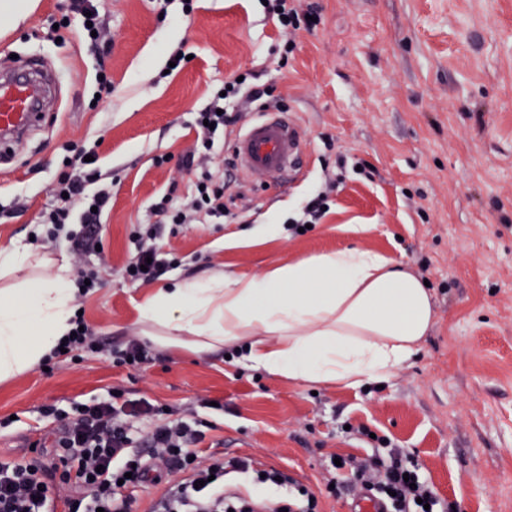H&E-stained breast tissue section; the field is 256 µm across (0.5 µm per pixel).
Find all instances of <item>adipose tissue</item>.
Instances as JSON below:
<instances>
[{"instance_id":"adipose-tissue-1","label":"adipose tissue","mask_w":512,"mask_h":512,"mask_svg":"<svg viewBox=\"0 0 512 512\" xmlns=\"http://www.w3.org/2000/svg\"><path fill=\"white\" fill-rule=\"evenodd\" d=\"M30 257L17 242L0 248V382L35 367L73 328L76 289L67 267L8 283ZM435 317L431 292L407 264L351 247L283 261L258 277L181 281L140 310L167 344L227 348L242 366L293 383L349 388L393 378Z\"/></svg>"}]
</instances>
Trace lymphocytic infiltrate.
<instances>
[{
  "label": "lymphocytic infiltrate",
  "instance_id": "obj_1",
  "mask_svg": "<svg viewBox=\"0 0 512 512\" xmlns=\"http://www.w3.org/2000/svg\"><path fill=\"white\" fill-rule=\"evenodd\" d=\"M223 89L198 114V141L207 154L244 113L288 109L284 98L270 97L246 80L226 81ZM68 166V173L51 187L60 204L47 215L48 237L57 240L59 230H66L72 251L80 255L95 251L101 242L100 213L112 199V184L96 162L86 161L84 152H77ZM199 182L188 207L175 206L170 193L152 205V223L138 236L137 252L127 267L133 279L149 282L167 268L153 244L163 225L220 224L232 215L235 198L226 192L223 172L203 170ZM73 323L59 349L42 358V366L52 367L63 355L75 360L82 352L100 351L84 316H75ZM41 415L51 427L35 440L30 457L0 461V512H49L55 506L61 512H134L133 489L158 484L165 490L149 512H219L223 507L257 512L263 498L225 491V476L250 471L257 485L275 481V472H262L248 460L228 461L217 452L199 456L211 423L171 417L164 407L147 401L110 393L66 409L46 405ZM355 476L386 512H450V504L441 503L422 481L417 465L399 452H392L387 465L375 456L358 462Z\"/></svg>",
  "mask_w": 512,
  "mask_h": 512
}]
</instances>
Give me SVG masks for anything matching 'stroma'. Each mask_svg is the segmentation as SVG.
Segmentation results:
<instances>
[{
  "label": "stroma",
  "mask_w": 512,
  "mask_h": 512,
  "mask_svg": "<svg viewBox=\"0 0 512 512\" xmlns=\"http://www.w3.org/2000/svg\"><path fill=\"white\" fill-rule=\"evenodd\" d=\"M320 21L299 31L280 67L284 34L260 0H101L112 34L97 56L71 25L49 38L69 0H38L19 26L0 14V71L39 60L58 93L44 123L0 161V245L27 243L37 257L72 264L65 239L41 242L50 187L65 173L70 143L92 144L112 178L102 217L103 256H87L103 286L85 317L107 346L141 336L139 311L157 289L230 270L259 276L277 262L343 247L385 253L428 280L435 323L419 353L385 384L311 387L240 367L224 353L153 346L151 363L116 367L101 353L32 368L0 382V458L19 459L42 428V406L89 403L118 387L212 421L225 458L247 457L320 492V512H350L353 492L324 495L331 456L368 457L382 441L417 463L439 497L463 512H512V0H317ZM168 22H159V10ZM192 59L166 71L171 48ZM107 69L112 93L97 97ZM259 74L289 106L304 137L301 179L274 189L226 178L239 214L185 224L158 244L176 263L142 283L124 268L151 205L179 181L197 138L196 117L224 80ZM333 138L334 150L324 146ZM344 158L342 180L318 224L290 220L324 183L323 163ZM373 167V176L356 169ZM257 224L280 232L225 250ZM371 225L369 234L352 232ZM216 400L213 408L201 398Z\"/></svg>",
  "instance_id": "35a3bbf8"
}]
</instances>
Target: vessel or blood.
I'll use <instances>...</instances> for the list:
<instances>
[{"label": "vessel or blood", "instance_id": "b4317fda", "mask_svg": "<svg viewBox=\"0 0 512 512\" xmlns=\"http://www.w3.org/2000/svg\"><path fill=\"white\" fill-rule=\"evenodd\" d=\"M44 101L40 82L24 77L1 80L0 129L20 139L39 124ZM302 147V134L294 123L263 112L235 137L232 150L243 174L278 189L287 186L289 174L296 171Z\"/></svg>", "mask_w": 512, "mask_h": 512}]
</instances>
